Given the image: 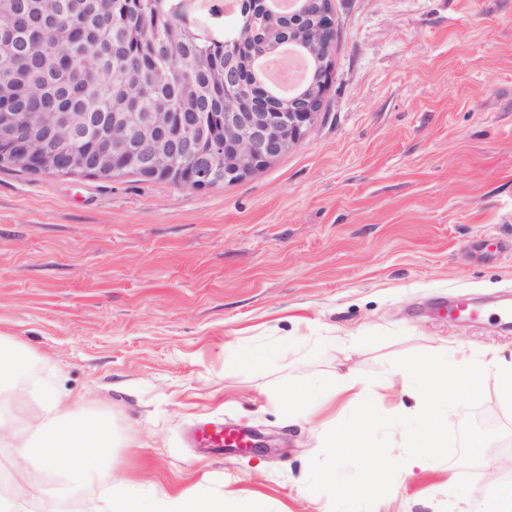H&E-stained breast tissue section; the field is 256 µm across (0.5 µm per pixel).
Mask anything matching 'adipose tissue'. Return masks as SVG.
<instances>
[{
  "mask_svg": "<svg viewBox=\"0 0 512 512\" xmlns=\"http://www.w3.org/2000/svg\"><path fill=\"white\" fill-rule=\"evenodd\" d=\"M358 384V379L353 376L310 381L302 395H291L290 402L296 412L315 415L329 408L337 395L355 389ZM42 398L52 416L61 418L62 424L39 437H23L13 420L0 414V446L13 448L17 465L36 461L52 469L58 459H65L67 472L76 485L106 484L116 505L115 512H260L258 504L247 505L203 491L176 495L164 493L151 498L140 496L127 480L112 470L107 424L101 421H69L74 405L69 396L46 392Z\"/></svg>",
  "mask_w": 512,
  "mask_h": 512,
  "instance_id": "ef3b65f1",
  "label": "adipose tissue"
}]
</instances>
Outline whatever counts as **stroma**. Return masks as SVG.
<instances>
[{
  "label": "stroma",
  "instance_id": "35a3bbf8",
  "mask_svg": "<svg viewBox=\"0 0 512 512\" xmlns=\"http://www.w3.org/2000/svg\"><path fill=\"white\" fill-rule=\"evenodd\" d=\"M334 73L317 122L265 169L195 191L134 174L102 180L0 167V336L32 354L0 386L30 431L35 387L80 396L112 430V465L150 496L204 490L267 512H331L311 492L321 427L279 392L356 375L386 415L422 399L393 359L512 360V329L450 320L459 297L512 300V0H330ZM271 352L243 370L232 356ZM503 430L475 474L458 458L404 465L374 512H498L512 412L493 381L466 418ZM220 423L275 436L277 452L194 446ZM39 512H111L98 488Z\"/></svg>",
  "mask_w": 512,
  "mask_h": 512
}]
</instances>
